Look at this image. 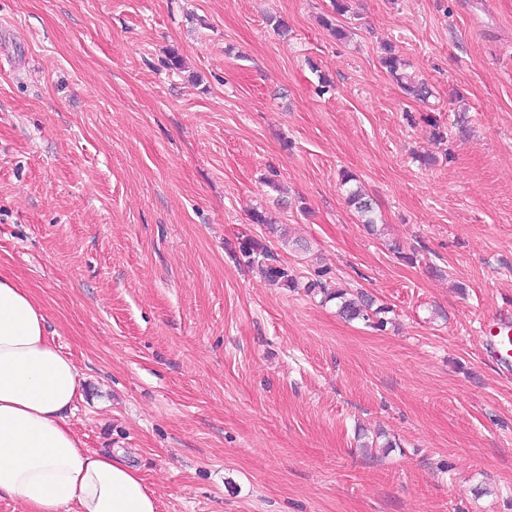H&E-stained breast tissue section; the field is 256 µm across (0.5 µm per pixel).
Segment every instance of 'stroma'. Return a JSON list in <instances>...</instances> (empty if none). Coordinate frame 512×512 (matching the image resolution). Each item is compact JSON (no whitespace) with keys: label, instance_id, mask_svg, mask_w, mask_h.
Here are the masks:
<instances>
[{"label":"stroma","instance_id":"stroma-1","mask_svg":"<svg viewBox=\"0 0 512 512\" xmlns=\"http://www.w3.org/2000/svg\"><path fill=\"white\" fill-rule=\"evenodd\" d=\"M0 270L160 512H512V0H0ZM385 56L381 58L382 64L388 69L389 73L396 79L401 87L407 94L413 95L418 99H425L430 94V90L424 82H416L410 76L404 74H397L399 65L401 64L400 58L393 52L391 46L386 47ZM346 200L347 203L361 216L363 224H367V226L374 231V226L377 222L374 217V209L370 199H367L365 194L362 193L361 190H358V188H348L346 190ZM240 251L243 256L248 258V264H252L255 261L252 257L254 254H262V256L267 260L274 261L275 264L267 263L265 266L261 265L264 267V273L268 280L276 284L281 283L283 286H287L288 288H298V281L288 270V267L279 264L276 259L271 258L268 252L255 240L245 239L242 242ZM304 288L310 294H322V301L336 300L337 313L344 319L362 320L366 323L373 322L376 327H384V320L379 314L386 313L385 308L372 309L373 302L363 293L352 294L342 287H330L327 282L316 279L308 282ZM486 352L500 366L512 364V319L499 315L484 323Z\"/></svg>","mask_w":512,"mask_h":512}]
</instances>
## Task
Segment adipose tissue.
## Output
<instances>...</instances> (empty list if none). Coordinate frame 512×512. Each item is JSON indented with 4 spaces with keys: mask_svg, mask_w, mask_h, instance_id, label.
<instances>
[{
    "mask_svg": "<svg viewBox=\"0 0 512 512\" xmlns=\"http://www.w3.org/2000/svg\"><path fill=\"white\" fill-rule=\"evenodd\" d=\"M81 398L44 310L0 273V496L24 512H158L139 468L84 447L69 421Z\"/></svg>",
    "mask_w": 512,
    "mask_h": 512,
    "instance_id": "1",
    "label": "adipose tissue"
}]
</instances>
